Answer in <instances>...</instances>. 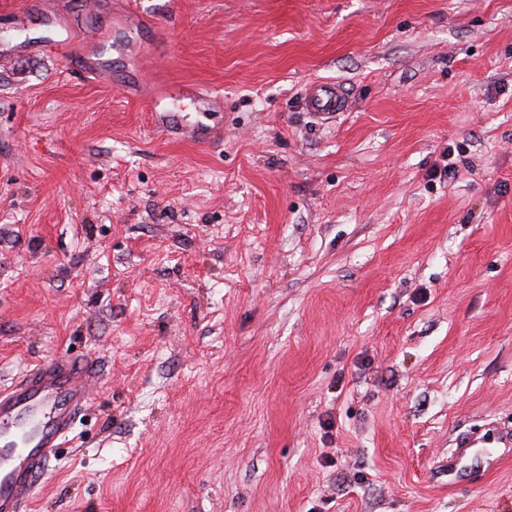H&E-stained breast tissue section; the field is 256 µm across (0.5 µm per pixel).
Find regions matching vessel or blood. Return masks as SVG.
Returning a JSON list of instances; mask_svg holds the SVG:
<instances>
[{
  "label": "vessel or blood",
  "mask_w": 512,
  "mask_h": 512,
  "mask_svg": "<svg viewBox=\"0 0 512 512\" xmlns=\"http://www.w3.org/2000/svg\"><path fill=\"white\" fill-rule=\"evenodd\" d=\"M304 100L306 111L318 119L352 108L347 90L336 81L309 84ZM91 378L83 362L57 357L0 391V512H24L48 456L65 443L85 405Z\"/></svg>",
  "instance_id": "obj_1"
}]
</instances>
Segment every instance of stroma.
Wrapping results in <instances>:
<instances>
[{
  "mask_svg": "<svg viewBox=\"0 0 512 512\" xmlns=\"http://www.w3.org/2000/svg\"><path fill=\"white\" fill-rule=\"evenodd\" d=\"M21 2L0 387L96 370L26 512H512V0H44L54 57ZM87 27L140 51L61 77ZM305 109L317 119H330L349 112L352 101L345 87L336 81L314 82L307 86Z\"/></svg>",
  "mask_w": 512,
  "mask_h": 512,
  "instance_id": "stroma-1",
  "label": "stroma"
}]
</instances>
